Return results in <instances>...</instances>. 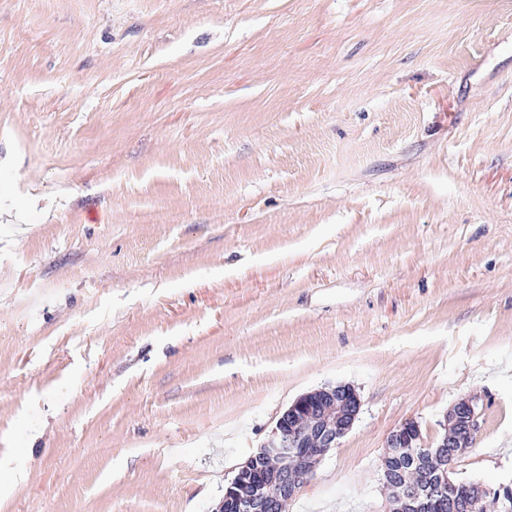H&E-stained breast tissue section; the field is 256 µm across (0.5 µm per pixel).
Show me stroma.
<instances>
[{"instance_id":"35a3bbf8","label":"stroma","mask_w":512,"mask_h":512,"mask_svg":"<svg viewBox=\"0 0 512 512\" xmlns=\"http://www.w3.org/2000/svg\"><path fill=\"white\" fill-rule=\"evenodd\" d=\"M334 382L287 512L464 398L512 479V0H0V512H214ZM362 401L349 384H328L304 393L278 418L270 438L239 467L235 488L224 490L216 512H263L273 502L296 495L314 475L323 457L353 427ZM278 461L266 470L259 463ZM261 469L260 482L248 479Z\"/></svg>"}]
</instances>
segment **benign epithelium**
<instances>
[{
    "mask_svg": "<svg viewBox=\"0 0 512 512\" xmlns=\"http://www.w3.org/2000/svg\"><path fill=\"white\" fill-rule=\"evenodd\" d=\"M362 401L349 384H328L309 391L278 418L270 438L239 467L235 487L224 493L216 512H263L272 503L296 495L314 475L323 457L353 427ZM454 432L439 437L453 462L470 448L479 429L476 404L455 402L444 415ZM419 439V428L406 422L387 438L382 460L406 453Z\"/></svg>",
    "mask_w": 512,
    "mask_h": 512,
    "instance_id": "7a95c632",
    "label": "benign epithelium"
}]
</instances>
